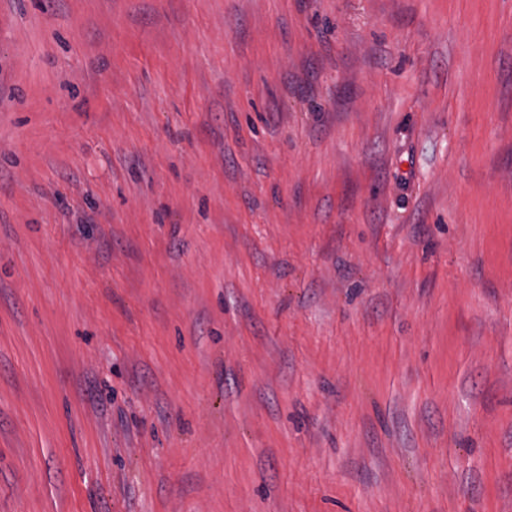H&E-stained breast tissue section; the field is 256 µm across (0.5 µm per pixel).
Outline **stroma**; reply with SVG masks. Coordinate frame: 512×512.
Returning a JSON list of instances; mask_svg holds the SVG:
<instances>
[{"label":"stroma","mask_w":512,"mask_h":512,"mask_svg":"<svg viewBox=\"0 0 512 512\" xmlns=\"http://www.w3.org/2000/svg\"><path fill=\"white\" fill-rule=\"evenodd\" d=\"M0 512H512V0H0Z\"/></svg>","instance_id":"1"}]
</instances>
